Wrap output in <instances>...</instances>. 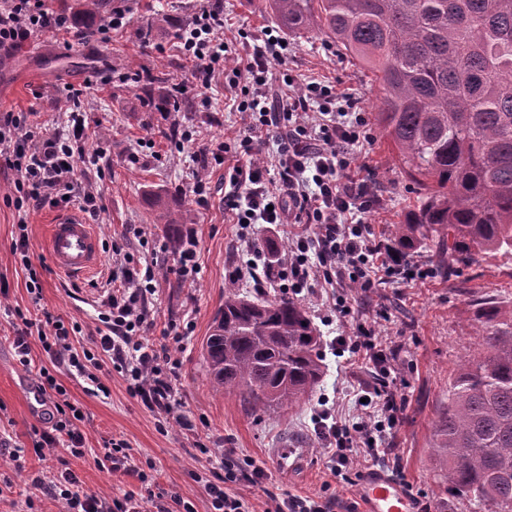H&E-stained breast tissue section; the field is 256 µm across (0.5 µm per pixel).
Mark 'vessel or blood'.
I'll return each mask as SVG.
<instances>
[{"label":"vessel or blood","mask_w":512,"mask_h":512,"mask_svg":"<svg viewBox=\"0 0 512 512\" xmlns=\"http://www.w3.org/2000/svg\"><path fill=\"white\" fill-rule=\"evenodd\" d=\"M55 266L70 276H86L102 265L100 236L95 225L76 211L58 214L46 239ZM25 397L32 413L49 410L51 403L39 387L35 374H28ZM364 512H414L411 498L403 487L381 471L372 469L359 482Z\"/></svg>","instance_id":"b4317fda"}]
</instances>
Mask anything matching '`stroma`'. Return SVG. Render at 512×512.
Masks as SVG:
<instances>
[{
	"label": "stroma",
	"mask_w": 512,
	"mask_h": 512,
	"mask_svg": "<svg viewBox=\"0 0 512 512\" xmlns=\"http://www.w3.org/2000/svg\"><path fill=\"white\" fill-rule=\"evenodd\" d=\"M224 40L239 56L251 53L254 44L275 21L265 0H223ZM109 7L128 8V31L117 32L111 42L95 37V20L82 11V0H48L50 11L73 18L84 40L65 46L55 32L40 33L16 50L0 54V113L26 115L28 129L53 131L63 125V115L72 111L66 86H94L82 98V111L90 116V146L102 149L98 163L74 161L79 187L92 188L100 214L95 226L101 241L120 236L128 225L143 227L158 251L161 272L154 295L155 326L149 335L154 348L170 345L169 331L187 329L180 361L172 378L181 400V410L195 420L197 429L180 430L174 420L146 409L127 391L123 377L104 366L99 377L109 396L85 392L82 378L62 369H52L84 420L80 428L86 439L84 456L57 449L54 456L41 457L33 449V431L44 419L28 411L22 382L28 371L51 367L37 336H30V367L17 361L12 339L21 310L31 319L43 311L61 316L65 325L82 328L81 343H89L95 332L97 289L88 279L78 280V289L68 292L65 276L58 271L46 249L47 226L59 207L47 204L27 214L29 256L40 272L42 294L26 290L25 271L16 263L12 243L18 233V214L6 202L14 173L0 170V280L9 288L0 300V428L23 449L19 461L0 457V512H60L58 501L34 489L36 477L53 476L67 465L80 487L109 497L131 490L142 498L177 493L190 499L197 512H207L208 496L193 473L203 471L206 457L201 447L215 453L234 449L240 467L262 466L267 478L262 486L241 485L256 512H264L268 495L289 492L301 496H336L341 505H359V479L346 470L335 476L327 458L317 451L314 426L321 407H328L343 420L357 414L355 400L361 385L371 375L368 369L349 374L352 349L335 345L348 326L329 318V300L306 299L314 323L322 336L321 355L325 375L308 400L291 409L256 413L235 392H216L211 384L202 344L210 335L215 317L224 306L230 285L228 274L241 265L243 255L239 227L224 209L230 190L224 169L216 165L206 173L209 190L205 205H198L192 191L193 163L188 153L168 142L174 125L189 126L212 143L230 142L244 129L230 91L223 80L200 90L191 82L189 65L178 52L175 33L192 21L199 0H108ZM150 79L134 81L140 71ZM288 72L299 82L316 79L335 86L349 96L353 111L368 121L366 137L352 151L349 172L365 181L373 199L365 218L377 239H386L388 225L400 224L413 208L417 186L405 175L396 152L373 121L381 95L376 74L356 61L339 55L321 33L311 31L290 38ZM186 82L188 106L165 114L157 111L160 98L176 82ZM150 139L154 149L139 146ZM138 161H130V152ZM162 196L176 209L190 213L189 224L170 232L153 221V198ZM194 233L200 271L194 281L179 276V251L173 234ZM414 261L432 268L431 278L412 283L392 280L374 282L365 294L360 314L365 321H380L389 342L385 353L397 370V401L401 405L389 457L374 461V468L396 479L415 504V512H467L456 499L438 489V470L433 455L435 430L448 405V389L468 355L480 349L486 320L480 301L492 302L497 321L512 322V250L484 256L478 264L453 270L437 261L433 247L413 253ZM125 440L129 453L147 471V481L132 473L111 472L98 465L105 440Z\"/></svg>",
	"instance_id": "1"
}]
</instances>
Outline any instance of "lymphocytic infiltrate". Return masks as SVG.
<instances>
[{
    "label": "lymphocytic infiltrate",
    "mask_w": 512,
    "mask_h": 512,
    "mask_svg": "<svg viewBox=\"0 0 512 512\" xmlns=\"http://www.w3.org/2000/svg\"><path fill=\"white\" fill-rule=\"evenodd\" d=\"M224 10L219 0L202 8L193 21L177 32L178 48L192 65V76L202 86L224 74H233L250 98L236 104L246 113V133L239 139V157L228 167L224 178L232 191L224 204L238 224L239 238L248 260L229 274L230 283L251 278L255 287L272 285L286 296L299 299L316 296L321 285L337 288L331 310L338 317L352 314L354 288H367L373 279L394 278L403 282L430 277L429 269L397 252L390 244L372 239L364 215L370 205L369 189L349 175V156L366 125L364 116L349 112L345 95L317 82H295L281 67L288 48L281 34L267 30L262 43L254 45L247 57L234 56L223 38ZM51 30L71 34L69 17L50 12L45 0H0V51H9L30 40L36 33ZM87 113L73 111L65 132L34 136L26 131V116L0 114V166L15 174L12 202L18 212L20 232L12 251L28 270L26 289L40 295L41 282L31 267L29 236L25 231L29 210L45 204L70 202L90 217L100 207L92 189L76 190L72 179L75 154L86 141ZM176 148L191 147L192 191L203 196L210 164H223V150L201 140L189 127H173ZM276 141V154L265 150ZM254 224H271L288 231V249L277 257L266 254L259 239L251 236ZM140 252L134 253L112 242V266L105 281L102 310L98 316L92 348L78 349L60 318L46 316L44 326L20 330L12 345L22 366H30L29 336H37L52 363L74 368L85 377L94 392L103 385L94 370L109 360L113 370L127 381L129 394L147 409L174 419L182 430L193 431V421L182 413L181 402L172 384L178 364L169 349L157 350L146 339L154 318L151 297L158 281V257L149 249L148 234L132 227ZM376 328L356 326L339 337L342 346H351L363 360L378 369L373 396L360 404L356 422L335 420L330 410L317 415L315 435L334 472L356 469L361 458L378 457L379 442L387 438V423L395 422L397 378L379 345ZM42 388L53 390L48 425L37 433L36 450L69 449L82 456L85 437L79 428L80 407L72 403L66 388L57 383L48 369L37 375ZM233 449H225L222 471L196 475L208 495L209 512H253L250 500L236 492L241 481L261 484L264 468L238 473ZM76 477L67 469L51 480L35 478L33 486L57 499L62 512H143L135 492L109 498L84 493L75 487Z\"/></svg>",
    "instance_id": "f902f5d3"
}]
</instances>
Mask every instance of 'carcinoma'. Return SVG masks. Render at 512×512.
Returning <instances> with one entry per match:
<instances>
[{
    "mask_svg": "<svg viewBox=\"0 0 512 512\" xmlns=\"http://www.w3.org/2000/svg\"><path fill=\"white\" fill-rule=\"evenodd\" d=\"M290 35L312 29L382 83L374 121L421 193L391 229L448 268L512 248V0H267ZM190 220L159 200L154 223ZM437 428L439 485L469 512H512V323L488 326ZM213 386L255 412L301 405L323 375L320 336L287 296L229 289L204 345Z\"/></svg>",
    "mask_w": 512,
    "mask_h": 512,
    "instance_id": "obj_1",
    "label": "carcinoma"
}]
</instances>
